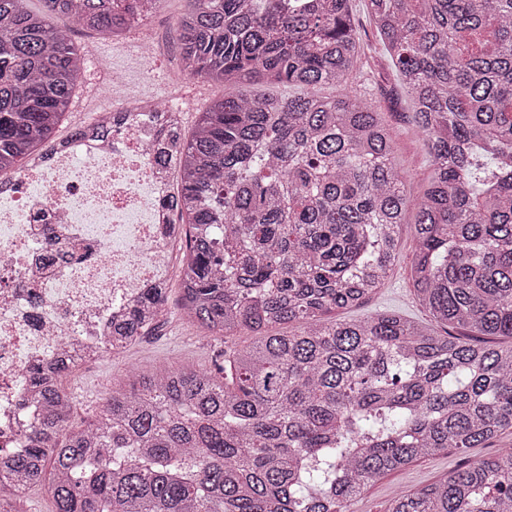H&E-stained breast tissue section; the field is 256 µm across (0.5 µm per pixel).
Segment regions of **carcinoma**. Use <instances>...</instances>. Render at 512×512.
<instances>
[{
    "label": "carcinoma",
    "instance_id": "1",
    "mask_svg": "<svg viewBox=\"0 0 512 512\" xmlns=\"http://www.w3.org/2000/svg\"><path fill=\"white\" fill-rule=\"evenodd\" d=\"M0 0V174L37 157L81 56L60 14L105 39L137 0ZM175 39L192 76L236 87L334 83L337 97L224 94L155 156L186 225L181 309L213 336H254L210 370L132 371L83 428L70 352L27 373L41 401L0 493L40 485L52 512H346L383 476L512 429V0H365L432 173L415 204L413 286L438 333L396 312L338 320L398 256L409 199L380 112L354 73L351 0H189ZM148 288L109 329L118 354L154 331ZM295 323L297 330L274 329ZM392 512H512V448L398 497Z\"/></svg>",
    "mask_w": 512,
    "mask_h": 512
}]
</instances>
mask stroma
I'll list each match as a JSON object with an SVG mask.
<instances>
[{
	"label": "stroma",
	"instance_id": "stroma-1",
	"mask_svg": "<svg viewBox=\"0 0 512 512\" xmlns=\"http://www.w3.org/2000/svg\"><path fill=\"white\" fill-rule=\"evenodd\" d=\"M354 25L360 40L358 66L368 79L367 92L392 135L396 163L408 175L407 195L418 200L432 171L431 157L421 131L409 112L408 95L396 81L393 65L385 51L376 26L367 12L364 0H352ZM187 10V0H163L158 10L141 27L120 38L104 40L93 31L71 29L62 16L53 17L55 26L70 29L71 38L79 48L83 66L70 99V118L56 127L53 138L71 137L73 117L93 122L99 111L109 105L120 106L134 98L155 101L157 105L174 104L183 114V130L191 132L200 112L224 94V85L204 77H189L183 72L182 53L174 39V29ZM117 67L127 75L126 84L112 96L101 98L96 92L104 71ZM414 212H407L400 228L398 258L383 286L360 307L337 310L340 319H357L382 312H398L422 324H429L427 312L418 302L412 284V265L416 250ZM182 250L173 248L169 254L167 312L159 327L127 347L122 353L105 355L95 362L80 366L65 376L63 385L73 395L76 408L75 425L89 422L93 410L112 385L123 382L132 368L142 367H212L220 351L247 345V334L217 340L204 329L186 320L180 313L179 276ZM512 447V430L502 433L482 448L467 454L447 452L412 464L371 485L348 505V512H388L400 495L420 489L448 477L468 461L490 456Z\"/></svg>",
	"mask_w": 512,
	"mask_h": 512
}]
</instances>
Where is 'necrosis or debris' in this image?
Returning <instances> with one entry per match:
<instances>
[{
  "label": "necrosis or debris",
  "mask_w": 512,
  "mask_h": 512,
  "mask_svg": "<svg viewBox=\"0 0 512 512\" xmlns=\"http://www.w3.org/2000/svg\"><path fill=\"white\" fill-rule=\"evenodd\" d=\"M104 138L51 149L21 175L0 177V447L12 448L37 406L20 407L25 373L54 361L64 337L85 352L144 288L164 287L167 252L180 227L169 208L170 181L154 144L162 128L146 101L104 110ZM95 245L93 261L36 264L50 249Z\"/></svg>",
  "instance_id": "4bbe7bcc"
}]
</instances>
